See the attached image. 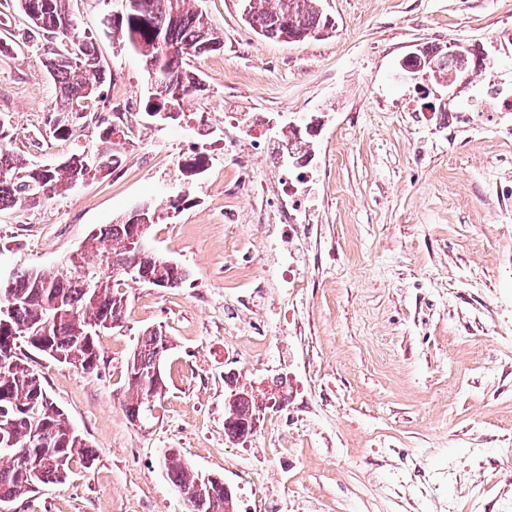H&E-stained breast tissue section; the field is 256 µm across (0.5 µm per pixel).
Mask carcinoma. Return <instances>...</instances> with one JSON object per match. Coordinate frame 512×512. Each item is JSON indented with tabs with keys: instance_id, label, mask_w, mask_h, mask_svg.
I'll list each match as a JSON object with an SVG mask.
<instances>
[{
	"instance_id": "carcinoma-1",
	"label": "carcinoma",
	"mask_w": 512,
	"mask_h": 512,
	"mask_svg": "<svg viewBox=\"0 0 512 512\" xmlns=\"http://www.w3.org/2000/svg\"><path fill=\"white\" fill-rule=\"evenodd\" d=\"M69 0H0V30L11 27L15 11L28 20L27 39L40 44L44 66L56 90L52 108L53 131L72 134L73 106L100 96L86 93L90 75L106 81L94 43L79 37L69 12ZM273 6L260 9L246 0V20L265 38L295 40L315 37L328 28L329 18L318 0H272ZM112 29L120 31L128 46L143 59L146 71L166 68L168 82L159 86L160 102L154 111L180 112L185 99L203 91L202 81L188 69L193 57L224 48V37L192 0H123L121 15L112 18ZM16 135L10 120L0 117V209L23 207L51 200L78 182L96 177L99 167L113 172L120 162L126 141L123 121H104L99 126L98 143L108 144V153L90 161L87 152L72 154L49 168L16 156L6 148ZM134 227L125 219L105 225L88 236V266L99 269V284L84 286L76 265L46 273L24 271L12 281L0 283V307H7L9 325L0 326V507L36 492L42 485L63 483L72 462L80 458L89 465L94 454L82 436L70 426L64 411L46 391L40 376L27 363L22 348L38 350L36 342L50 346L75 360L73 367L92 372L99 366L101 351L98 332L120 326L126 299L120 286L128 282L178 288L187 279L183 267L152 256L144 274L133 276L126 268L133 261L130 238ZM170 348V340L153 330L139 337L126 363L122 410L148 420L164 388L153 382L156 349ZM237 397L224 406V432L239 440L254 434L253 415L258 395L254 387L226 377ZM167 478L175 491H185L187 512H235V500L224 492V482L212 480L182 462L180 454L164 455Z\"/></svg>"
}]
</instances>
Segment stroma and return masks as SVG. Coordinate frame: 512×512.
<instances>
[{
    "label": "stroma",
    "instance_id": "35a3bbf8",
    "mask_svg": "<svg viewBox=\"0 0 512 512\" xmlns=\"http://www.w3.org/2000/svg\"><path fill=\"white\" fill-rule=\"evenodd\" d=\"M224 35L221 51L192 58L204 90L177 120L149 118L144 61L101 20L118 0H70L111 78L107 108L126 112L122 164L34 207L0 210V281L56 271L88 235L151 205L162 219L150 245L189 273L182 287L129 283L122 325L102 333L101 362L84 373L40 353L28 363L95 454L62 484H47L12 512H186L160 464L166 450L223 479L248 512L246 478L286 471L280 512H499L512 478V219L488 185L512 187V152L497 115L476 113L478 139L442 133L429 112L406 108L415 80L402 59L425 44L483 46L493 76L512 80V0H320L323 36L288 42L258 35L243 0H198ZM16 15L0 53V114L17 129L14 153L55 164L92 149L80 118L72 136L48 121L55 87ZM280 112L322 124L321 163L308 187L315 214L302 244L308 273L299 306L279 285L255 226L268 203L243 209L224 196L240 172L224 162V115ZM257 289L268 343L224 341L235 303ZM169 336L166 392L154 417L131 423L125 364L143 332ZM294 387L291 413L266 410L249 449L224 433L225 375ZM292 438L287 458L278 436ZM437 493L421 495L424 484Z\"/></svg>",
    "mask_w": 512,
    "mask_h": 512
}]
</instances>
